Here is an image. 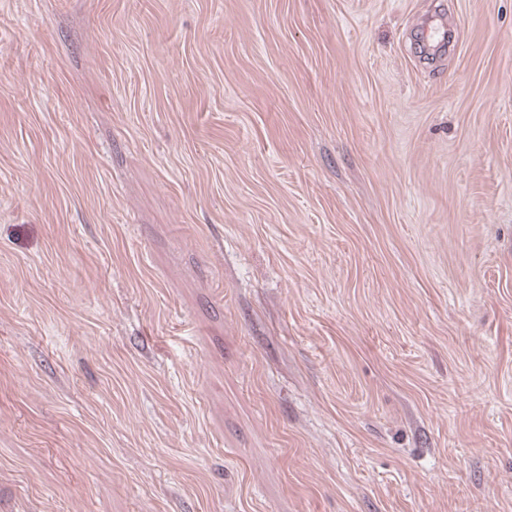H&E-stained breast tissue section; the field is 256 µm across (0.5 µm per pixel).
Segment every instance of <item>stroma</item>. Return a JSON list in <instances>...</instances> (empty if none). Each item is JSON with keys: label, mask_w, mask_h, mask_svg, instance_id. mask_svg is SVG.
I'll list each match as a JSON object with an SVG mask.
<instances>
[{"label": "stroma", "mask_w": 512, "mask_h": 512, "mask_svg": "<svg viewBox=\"0 0 512 512\" xmlns=\"http://www.w3.org/2000/svg\"><path fill=\"white\" fill-rule=\"evenodd\" d=\"M0 512H512V0H0Z\"/></svg>", "instance_id": "35a3bbf8"}]
</instances>
